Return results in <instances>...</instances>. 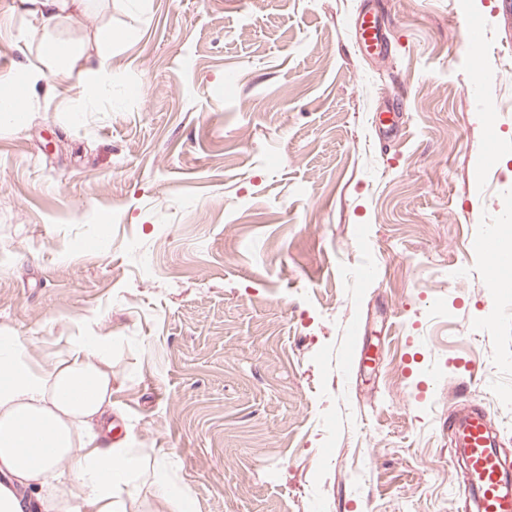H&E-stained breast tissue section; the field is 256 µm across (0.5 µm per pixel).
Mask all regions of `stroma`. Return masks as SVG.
I'll return each instance as SVG.
<instances>
[{
	"instance_id": "35a3bbf8",
	"label": "stroma",
	"mask_w": 512,
	"mask_h": 512,
	"mask_svg": "<svg viewBox=\"0 0 512 512\" xmlns=\"http://www.w3.org/2000/svg\"><path fill=\"white\" fill-rule=\"evenodd\" d=\"M385 2L377 57L364 0H91L54 33L134 29L111 89L0 128V328L40 357L94 317L118 437L192 512H461L473 393L512 460V0ZM44 34L0 0V85ZM382 13L378 9L364 5L353 22V35L355 44L360 50L369 54L382 55L387 51L385 34L379 19Z\"/></svg>"
}]
</instances>
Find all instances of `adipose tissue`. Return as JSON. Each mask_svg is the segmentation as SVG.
<instances>
[{"instance_id":"ef3b65f1","label":"adipose tissue","mask_w":512,"mask_h":512,"mask_svg":"<svg viewBox=\"0 0 512 512\" xmlns=\"http://www.w3.org/2000/svg\"><path fill=\"white\" fill-rule=\"evenodd\" d=\"M111 33L95 52L81 42L43 39L27 86L69 79L83 63L91 86L111 81ZM112 339L78 327L43 360L0 330V512H136L126 487L141 449L112 440Z\"/></svg>"}]
</instances>
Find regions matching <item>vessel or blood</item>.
I'll return each instance as SVG.
<instances>
[{"label": "vessel or blood", "mask_w": 512, "mask_h": 512, "mask_svg": "<svg viewBox=\"0 0 512 512\" xmlns=\"http://www.w3.org/2000/svg\"><path fill=\"white\" fill-rule=\"evenodd\" d=\"M381 17L380 10L366 6L353 22L356 45L378 56L386 51ZM448 430L464 454L462 494L473 498L475 512H512V479L493 445L489 415L477 398L463 400L461 409L449 413Z\"/></svg>", "instance_id": "b4317fda"}]
</instances>
